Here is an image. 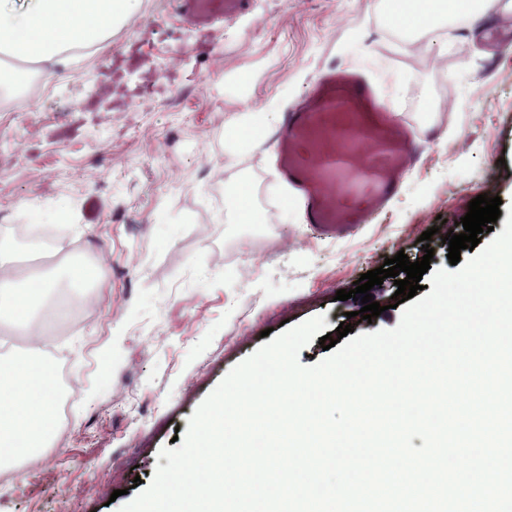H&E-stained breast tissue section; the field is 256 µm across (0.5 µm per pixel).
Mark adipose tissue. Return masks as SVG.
Returning a JSON list of instances; mask_svg holds the SVG:
<instances>
[{
	"mask_svg": "<svg viewBox=\"0 0 512 512\" xmlns=\"http://www.w3.org/2000/svg\"><path fill=\"white\" fill-rule=\"evenodd\" d=\"M428 8L415 30L443 17L501 8L512 0H426ZM140 0H0V54L67 68L71 52L91 47L112 32L113 25L138 7ZM55 283L48 276H23L18 287L0 285V312H9L16 331L30 337L26 362H0V462L24 455L36 458L53 426L56 388L40 359L39 332L29 311L43 301Z\"/></svg>",
	"mask_w": 512,
	"mask_h": 512,
	"instance_id": "1",
	"label": "adipose tissue"
}]
</instances>
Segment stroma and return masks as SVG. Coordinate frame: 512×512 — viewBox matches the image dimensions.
Returning <instances> with one entry per match:
<instances>
[{
	"instance_id": "obj_1",
	"label": "stroma",
	"mask_w": 512,
	"mask_h": 512,
	"mask_svg": "<svg viewBox=\"0 0 512 512\" xmlns=\"http://www.w3.org/2000/svg\"><path fill=\"white\" fill-rule=\"evenodd\" d=\"M501 22L512 13L403 34L383 0H254L201 30L179 0H141L96 54L26 65L0 89V232L45 225L103 266L102 309L81 327L65 331L48 303L35 312L78 392L37 465L0 469V512H119L261 331L321 315L335 333L362 307L337 290L397 252L422 258L427 230L431 269L448 267L441 223L484 193L512 206V46H487ZM340 68L379 88L420 154L371 223L325 238L281 206L273 140L289 105Z\"/></svg>"
}]
</instances>
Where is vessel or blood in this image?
I'll return each mask as SVG.
<instances>
[{
	"label": "vessel or blood",
	"mask_w": 512,
	"mask_h": 512,
	"mask_svg": "<svg viewBox=\"0 0 512 512\" xmlns=\"http://www.w3.org/2000/svg\"><path fill=\"white\" fill-rule=\"evenodd\" d=\"M253 0H180L197 27L228 22ZM414 133L382 104L360 71L322 75L310 98L288 109L278 174L294 190L306 223L342 237L385 207L412 164Z\"/></svg>",
	"instance_id": "obj_1"
}]
</instances>
